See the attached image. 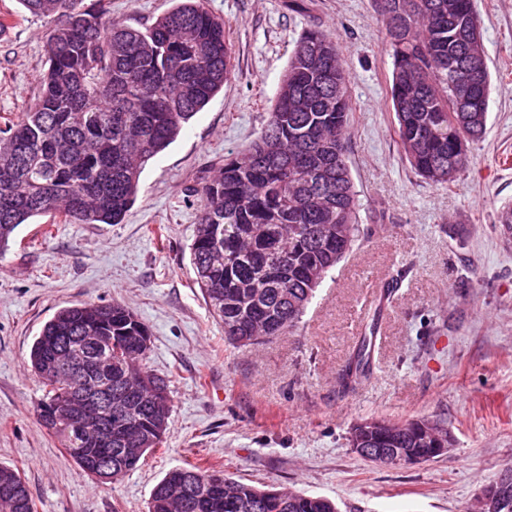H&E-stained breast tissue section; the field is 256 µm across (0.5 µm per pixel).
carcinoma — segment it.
I'll return each instance as SVG.
<instances>
[{
	"instance_id": "obj_1",
	"label": "carcinoma",
	"mask_w": 512,
	"mask_h": 512,
	"mask_svg": "<svg viewBox=\"0 0 512 512\" xmlns=\"http://www.w3.org/2000/svg\"><path fill=\"white\" fill-rule=\"evenodd\" d=\"M393 50L390 99L400 147L416 174L450 184L468 163V143L485 132L491 76L474 0H377ZM49 17L48 68L35 105L0 128V253L16 229L62 211L75 224H120L134 205L146 164L224 88L230 47L224 21L202 0L178 3L153 24L112 20L111 0H21ZM349 76L339 47L318 28L297 40L275 104L258 136L204 177V202L190 262L224 345L253 336H280L300 322L316 289L361 234L359 199L347 161ZM71 347L85 336L112 337V405L137 422L138 435L105 447L74 423L45 412L73 403L88 384L55 374L51 339ZM150 336L120 303H76L57 311L30 352L44 399L42 424L61 439L82 470L112 464L118 477L162 444L172 412L149 392L133 394L143 371L140 348ZM372 341L362 339L344 379L367 372ZM427 420H372L373 448L436 447ZM120 448H138L131 462ZM14 491L8 512H34L20 472L0 467V489ZM148 512H339L335 501L286 490H262L219 470L176 468L155 485Z\"/></svg>"
}]
</instances>
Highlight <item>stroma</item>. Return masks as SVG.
Instances as JSON below:
<instances>
[{"mask_svg":"<svg viewBox=\"0 0 512 512\" xmlns=\"http://www.w3.org/2000/svg\"><path fill=\"white\" fill-rule=\"evenodd\" d=\"M223 19L234 74L176 141L149 161L120 224L43 216L0 254V465L24 476L35 512H147L154 486L188 464L259 488L336 500L341 512H467L512 465V0H475L492 91L486 130L452 184L411 169L390 103L391 48L375 0H203ZM174 0H112L114 20L145 27ZM0 123L38 98L48 19L0 0ZM336 40L349 74L348 164L362 240L319 287L299 327L225 348L194 284L189 244L202 177L258 135L303 30ZM392 298L373 308L397 270ZM119 302L151 334L146 370L167 380L172 413L160 448L103 487L37 416L43 387L30 347L54 313ZM369 370L341 383L369 331ZM431 418L455 439L419 464L379 466L349 446L367 418Z\"/></svg>","mask_w":512,"mask_h":512,"instance_id":"1","label":"stroma"}]
</instances>
